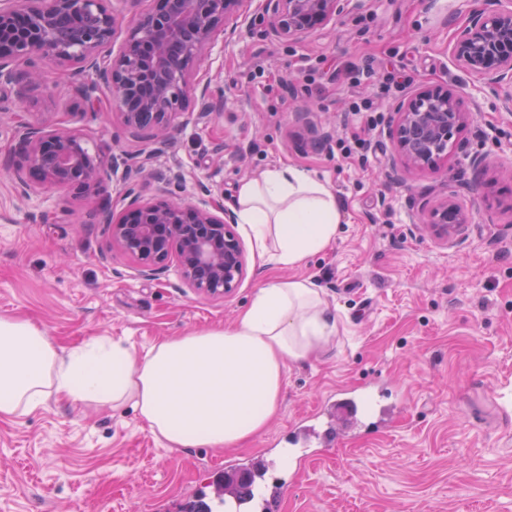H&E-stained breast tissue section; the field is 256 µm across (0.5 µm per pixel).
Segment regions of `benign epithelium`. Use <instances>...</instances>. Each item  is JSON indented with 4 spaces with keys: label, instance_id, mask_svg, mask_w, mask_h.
Instances as JSON below:
<instances>
[{
    "label": "benign epithelium",
    "instance_id": "obj_1",
    "mask_svg": "<svg viewBox=\"0 0 512 512\" xmlns=\"http://www.w3.org/2000/svg\"><path fill=\"white\" fill-rule=\"evenodd\" d=\"M242 2L157 0L154 9L135 19L114 57L110 47L119 22L104 0H0V89L20 96L43 85L39 61L52 59L72 70L71 93L85 109L97 111L96 92L109 85L125 131L162 146L190 99L200 103L199 119L221 111L222 99L210 83L194 81V70L219 34H235L229 23ZM341 10L342 0H263L270 29L288 40L327 25ZM451 52L464 72L478 77L505 110H512V6L472 13L456 32ZM396 115L395 151L415 169H433L448 159L471 120L441 85L424 86L397 105ZM13 152L21 158L14 189L24 199L50 187L96 195L105 173L121 167L142 173L151 159L114 155L106 160L89 153L83 132L43 122L18 123ZM153 177L162 192L153 202H140L130 183L120 211L109 200L101 202L100 223L109 228L112 248L133 262L141 277L172 267L178 280L199 294L216 299L232 294L246 274L244 250L232 229L234 215L206 192L189 205L169 199L171 187L182 183L179 170ZM466 223L462 209L446 199L421 208L415 225L446 242Z\"/></svg>",
    "mask_w": 512,
    "mask_h": 512
}]
</instances>
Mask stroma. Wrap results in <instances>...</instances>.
I'll return each instance as SVG.
<instances>
[{"label":"stroma","instance_id":"1","mask_svg":"<svg viewBox=\"0 0 512 512\" xmlns=\"http://www.w3.org/2000/svg\"><path fill=\"white\" fill-rule=\"evenodd\" d=\"M490 0H346L327 26L273 36L258 0L239 34L196 74L224 108L172 129L164 146L131 137L113 112L80 114L70 70L44 60L45 87L9 96L0 123V317L28 320L62 349L93 339L134 353L232 323L266 281L308 278L337 330L288 364L279 409L235 448H170L132 407L50 397L0 420V512H178L226 461L275 454L279 512H512V112L456 65L455 31ZM447 86L473 115L461 150L407 168L390 137L396 105ZM77 127L90 150L150 155L180 169L174 195L209 186L232 208L237 182L285 161L327 179L344 220L336 241L300 266L247 257L234 293L212 299L174 272L138 276L97 223L101 197L122 207L121 174L100 196L13 188L14 125ZM481 156L473 166V156ZM453 197L469 222L438 243L414 211Z\"/></svg>","mask_w":512,"mask_h":512}]
</instances>
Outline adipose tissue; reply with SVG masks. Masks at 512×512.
I'll use <instances>...</instances> for the list:
<instances>
[{
	"instance_id": "adipose-tissue-1",
	"label": "adipose tissue",
	"mask_w": 512,
	"mask_h": 512,
	"mask_svg": "<svg viewBox=\"0 0 512 512\" xmlns=\"http://www.w3.org/2000/svg\"><path fill=\"white\" fill-rule=\"evenodd\" d=\"M233 213L261 263L293 268L336 240L343 212L328 184L287 163L238 182ZM336 318L312 280L269 281L229 327L133 354L100 339L59 351L28 321L0 318V419L51 396L120 407L171 448H232L278 410L285 370L320 349Z\"/></svg>"
}]
</instances>
